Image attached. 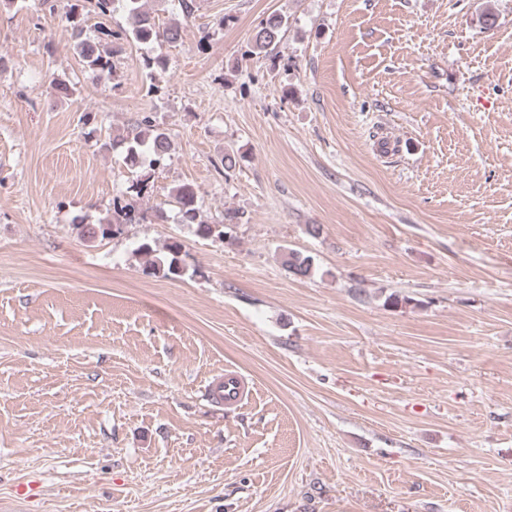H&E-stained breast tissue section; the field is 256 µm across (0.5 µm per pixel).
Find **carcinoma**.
Listing matches in <instances>:
<instances>
[{
  "instance_id": "cac0c4a2",
  "label": "carcinoma",
  "mask_w": 512,
  "mask_h": 512,
  "mask_svg": "<svg viewBox=\"0 0 512 512\" xmlns=\"http://www.w3.org/2000/svg\"><path fill=\"white\" fill-rule=\"evenodd\" d=\"M148 2L150 0H95L96 9L103 15L117 9L122 10L127 27L118 31L103 30L101 36L94 40L82 38V27L76 15V6L70 7L66 19L70 23L72 48L78 54L83 68L90 77L99 80L114 76L112 66V55L116 53L114 45L120 44L121 40L128 37L141 43L169 46L179 42L181 27L177 24L165 27L157 25L152 11L148 8ZM287 29L286 15L279 13L269 15L262 21L252 38L250 54L265 55L273 50L281 43ZM147 68L149 69L147 91L152 94L158 90L156 85L158 73L167 68L166 57L158 55L150 59ZM112 146L125 148L126 158L132 166L139 169V175L129 182L122 196L113 200L108 218L97 224L77 225L80 236L86 240L120 235L124 231V226L135 224L141 219L136 200L148 193L152 173L164 165L174 150L170 135L152 124V120L147 116L136 125L135 132L112 139ZM170 198L181 213L182 223L197 225V234L205 238L224 241V235L230 232L228 225H236L241 219L238 211L227 209L224 211V220L218 224L199 220L197 192L189 183L173 187ZM166 250L167 255L160 257L150 243L143 242L136 248V253L144 259V265L154 274H160L165 278L182 275L183 268L178 260L182 244L173 241L167 245ZM282 264L289 274L299 279L308 278L313 272L312 258L293 249L283 253Z\"/></svg>"
}]
</instances>
